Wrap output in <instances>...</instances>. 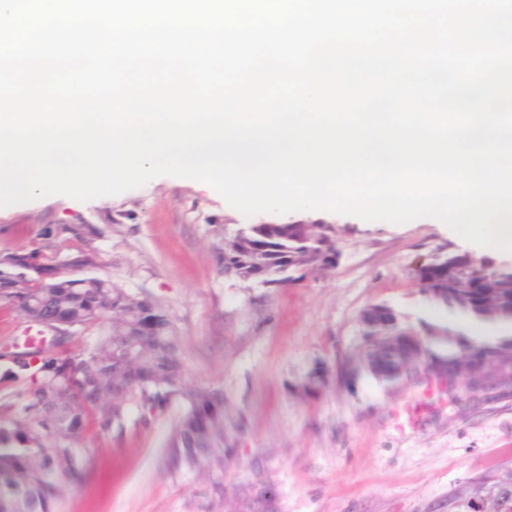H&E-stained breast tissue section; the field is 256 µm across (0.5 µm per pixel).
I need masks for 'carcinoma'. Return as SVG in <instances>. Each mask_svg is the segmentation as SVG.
Segmentation results:
<instances>
[{"label":"carcinoma","instance_id":"cac0c4a2","mask_svg":"<svg viewBox=\"0 0 512 512\" xmlns=\"http://www.w3.org/2000/svg\"><path fill=\"white\" fill-rule=\"evenodd\" d=\"M313 238L307 225L251 224L242 230L250 248L261 254L267 281H279L285 259L302 256V263L336 265V228L322 225ZM91 232L86 224H62L49 235L63 241L83 240ZM94 254L78 249L57 260L54 252L0 253V303L27 323L62 316L72 330H87L111 318L129 323L119 338L112 332L100 337L88 353L70 351L73 336L49 345L55 354L33 364L37 353L12 346L0 349V380L16 388L15 398L0 404V512H54L61 498L60 479L80 483L86 476L81 462H72L89 417L99 429L120 432L130 407L142 414L160 413L175 400L186 403L166 445V464L174 476L184 471L204 473L222 464L224 454V393L185 382V363L179 336L168 315L147 299H136L97 276L65 279L63 268L90 269ZM462 255H446L448 284L430 286L435 303L485 321V310L462 297L460 285L470 275L486 273L485 259L460 268ZM494 302L512 308V271L489 272ZM22 278L29 288H14ZM512 350V337L500 341H459L448 351L450 359L462 352L475 360Z\"/></svg>","mask_w":512,"mask_h":512}]
</instances>
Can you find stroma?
<instances>
[{"label": "stroma", "instance_id": "35a3bbf8", "mask_svg": "<svg viewBox=\"0 0 512 512\" xmlns=\"http://www.w3.org/2000/svg\"><path fill=\"white\" fill-rule=\"evenodd\" d=\"M336 226L334 268L277 285L224 274V239L250 224ZM93 227L90 275L160 305L181 340L188 382L223 389V499L192 474L171 476L165 444L176 401L122 435L89 433L83 483L57 512H512V404L470 410L367 369L341 376L364 343L363 310L389 306L431 334L442 310L415 271L469 246L447 226L365 223L336 212L244 216L212 188L162 175L117 195H56L0 208V253L50 245L47 228Z\"/></svg>", "mask_w": 512, "mask_h": 512}]
</instances>
